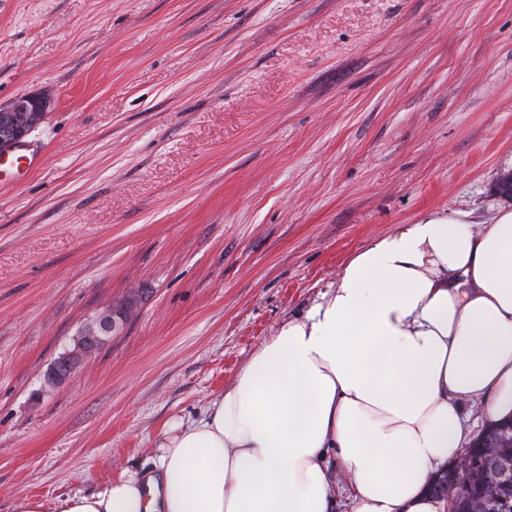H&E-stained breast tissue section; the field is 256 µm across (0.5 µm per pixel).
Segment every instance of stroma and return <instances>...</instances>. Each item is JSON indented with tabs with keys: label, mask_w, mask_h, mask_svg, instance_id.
<instances>
[{
	"label": "stroma",
	"mask_w": 512,
	"mask_h": 512,
	"mask_svg": "<svg viewBox=\"0 0 512 512\" xmlns=\"http://www.w3.org/2000/svg\"><path fill=\"white\" fill-rule=\"evenodd\" d=\"M40 91L39 161L0 172V512L155 473L357 251L502 204L512 0H0V102ZM132 315L131 309L112 303L89 315L78 327L70 344L54 361L46 378L47 385L69 381L112 337L125 332Z\"/></svg>",
	"instance_id": "1"
}]
</instances>
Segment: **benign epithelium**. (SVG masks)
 I'll return each instance as SVG.
<instances>
[{
	"mask_svg": "<svg viewBox=\"0 0 512 512\" xmlns=\"http://www.w3.org/2000/svg\"><path fill=\"white\" fill-rule=\"evenodd\" d=\"M53 105L50 94L37 92L25 95L8 104H0V150L19 145L40 125ZM132 317V310L119 304H108L97 309L78 327L70 344L54 361L46 378L49 386L70 380L82 366L114 336L122 335ZM481 467L493 468V479L484 488L490 498L500 497L503 485L512 487V457L496 458L491 445L481 455L465 453L463 458L449 467L445 479L434 494L454 505L467 486L470 472Z\"/></svg>",
	"mask_w": 512,
	"mask_h": 512,
	"instance_id": "1",
	"label": "benign epithelium"
}]
</instances>
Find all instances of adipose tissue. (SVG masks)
<instances>
[{
    "label": "adipose tissue",
    "mask_w": 512,
    "mask_h": 512,
    "mask_svg": "<svg viewBox=\"0 0 512 512\" xmlns=\"http://www.w3.org/2000/svg\"><path fill=\"white\" fill-rule=\"evenodd\" d=\"M512 418V205L433 212L355 253L205 414L160 440L158 476L120 475L54 512H446L430 476L471 440L467 406Z\"/></svg>",
    "instance_id": "adipose-tissue-1"
}]
</instances>
